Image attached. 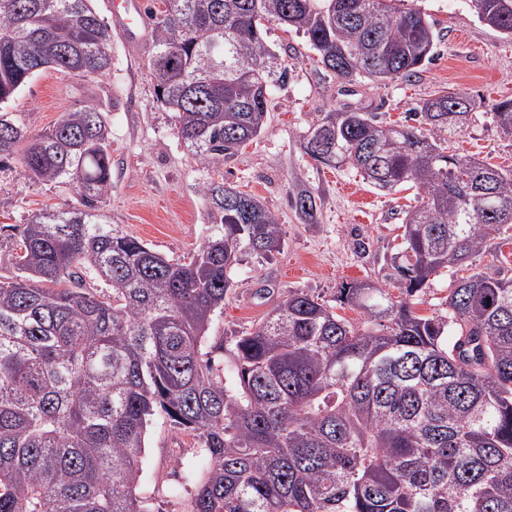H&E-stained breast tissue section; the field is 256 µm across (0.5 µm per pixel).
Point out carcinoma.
<instances>
[{"mask_svg": "<svg viewBox=\"0 0 512 512\" xmlns=\"http://www.w3.org/2000/svg\"><path fill=\"white\" fill-rule=\"evenodd\" d=\"M92 0H0V105L51 68L103 77L112 31ZM397 0H163L152 13L157 101L203 163L222 165L265 127L271 88L292 69L266 44L274 20L306 37L334 77L409 78L439 33ZM512 39V0H472ZM493 114L512 137V99L464 91L417 104L403 122L331 111L303 149L346 162L381 190L411 184L394 262L400 296L339 288L353 322L302 289L233 338L227 384L207 333L244 253L271 258L284 237L258 198L203 187L210 234L168 259L108 224L112 190L103 111L89 104L31 136L0 113V158L25 145V175L72 183L81 207L42 208L8 236L0 275V512H154L138 494L150 422L191 436L206 464L186 512H512V276L456 280L447 310L413 298L443 269L469 266L512 224V172L449 153L465 131L448 113ZM493 195L485 209L481 185ZM314 221V193L290 190ZM97 279L105 289L84 286Z\"/></svg>", "mask_w": 512, "mask_h": 512, "instance_id": "obj_1", "label": "carcinoma"}]
</instances>
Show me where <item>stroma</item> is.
<instances>
[{
  "label": "stroma",
  "instance_id": "stroma-1",
  "mask_svg": "<svg viewBox=\"0 0 512 512\" xmlns=\"http://www.w3.org/2000/svg\"><path fill=\"white\" fill-rule=\"evenodd\" d=\"M435 21L441 41L431 63L412 77L383 84L366 76L340 82L326 71L306 38L267 22L268 47L288 59L293 74L274 87L261 134L220 167L201 164L178 138L156 98L149 63L153 44L139 46L113 34L106 76L82 78L53 69L38 72L7 106L28 133L51 129L61 115L98 104L110 130L112 189L100 202L107 221L171 259L194 253L209 233L205 182L225 181L259 198L285 232L280 254L267 260L246 256L235 268L224 311L208 331L216 365L229 366L220 341L251 330L294 289L334 303L342 284L369 281L396 292L392 261L401 241L403 209L416 203V189L381 191L349 164L329 168L305 154L310 126L333 109H364L384 123L403 120L420 100L461 90L474 98L512 99V40L481 23L470 0H404ZM457 153L512 170V139L504 138L489 113L477 112L453 143ZM301 184L318 196V219L300 218L289 194ZM73 186L24 174V157L0 161V275L12 269L3 247L11 224L25 223L41 208L77 206ZM199 465L191 437L154 417L144 453L141 491L157 512H186L193 485L184 483L173 461Z\"/></svg>",
  "mask_w": 512,
  "mask_h": 512
}]
</instances>
